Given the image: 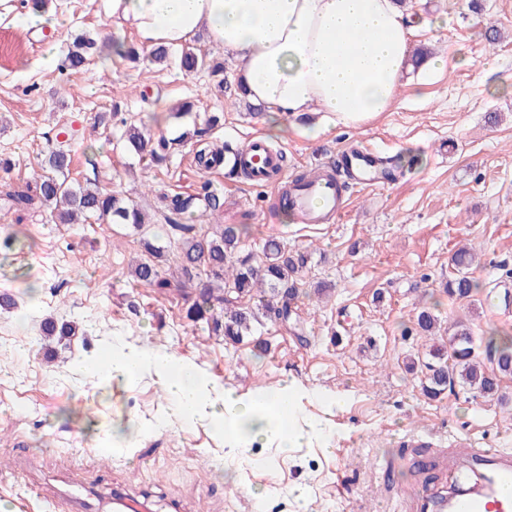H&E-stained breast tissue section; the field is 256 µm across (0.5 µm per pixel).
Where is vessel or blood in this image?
Returning <instances> with one entry per match:
<instances>
[{"label":"vessel or blood","instance_id":"obj_1","mask_svg":"<svg viewBox=\"0 0 512 512\" xmlns=\"http://www.w3.org/2000/svg\"><path fill=\"white\" fill-rule=\"evenodd\" d=\"M224 164L230 171L246 173L256 183L272 185L299 223L332 224L341 214L335 180L315 174L298 183L288 180L279 154L262 138L250 139L239 150L225 151ZM346 165L349 172L358 176L360 185L379 186L386 182L373 164L371 151L350 154ZM511 486V449L468 444L455 452L447 484L422 489L416 495L415 508L417 512H512V495L504 493Z\"/></svg>","mask_w":512,"mask_h":512}]
</instances>
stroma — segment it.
Returning <instances> with one entry per match:
<instances>
[{
  "mask_svg": "<svg viewBox=\"0 0 512 512\" xmlns=\"http://www.w3.org/2000/svg\"><path fill=\"white\" fill-rule=\"evenodd\" d=\"M58 2L65 29L39 38L26 28L21 0L0 15V32L19 42L0 52V191L27 190L33 170L64 143L77 182L135 201L217 194L221 223L248 226L246 248L284 239L310 254L305 278L325 289L299 294L288 324L264 322L232 343L187 321L197 288L134 286L131 263L161 225L61 224L48 207L19 212L0 201V293L15 301L0 310V512H44L54 495L83 497L86 512H111L116 487L144 494L149 512H297V486L308 488L311 512H409L419 475L400 456L407 431L434 432L450 446L471 439L512 448V380L505 405L466 390L430 400L403 363L423 345L412 327L424 306L443 323L467 321L478 336L491 328L512 335V305L499 300L512 290V0H480L478 13L470 0H407L411 19L442 21L437 30L416 29L412 46L445 68L407 71L391 110L361 127L314 110L297 126L281 117L288 130L280 134L268 112L238 98L236 55L203 34L192 43L223 63V77L186 76L169 62L109 51L78 72L45 65L48 46L65 56L81 33L136 41L113 23L111 0ZM490 27L500 33L493 45ZM187 101L192 110L171 118ZM218 112L208 145L260 135L283 152L291 178L315 161L337 166L340 150L360 143L402 163L386 186L347 185L338 223L306 225L276 206L271 189L200 167L196 143L160 166L123 148L125 122L173 138ZM465 244L480 254L473 275L487 293L476 306L442 288ZM49 316L78 325L69 346L41 339ZM117 339L168 350L220 389L248 393L295 380L303 410L329 422L333 435L286 457L258 442L228 455L215 423L171 416L155 374L130 385L77 370L80 357ZM338 396L340 411L332 405ZM17 438L23 447H14Z\"/></svg>",
  "mask_w": 512,
  "mask_h": 512,
  "instance_id": "35a3bbf8",
  "label": "stroma"
}]
</instances>
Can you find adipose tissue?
<instances>
[{
    "label": "adipose tissue",
    "instance_id": "obj_1",
    "mask_svg": "<svg viewBox=\"0 0 512 512\" xmlns=\"http://www.w3.org/2000/svg\"><path fill=\"white\" fill-rule=\"evenodd\" d=\"M112 16L135 30L146 52L206 33L236 54L252 102L294 117L315 106L347 127L390 109L413 30L395 0H112ZM79 367L129 384L152 369L173 411L186 422L221 423L233 453L260 439L285 454L329 438L325 424L303 412L292 381L262 396L228 388L216 398L192 366L134 347H112L107 360L93 355Z\"/></svg>",
    "mask_w": 512,
    "mask_h": 512
}]
</instances>
